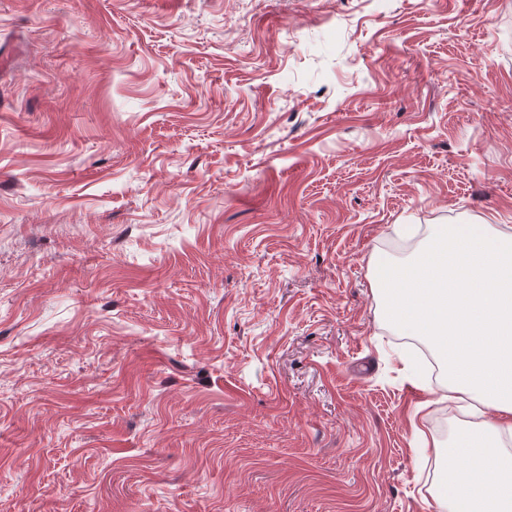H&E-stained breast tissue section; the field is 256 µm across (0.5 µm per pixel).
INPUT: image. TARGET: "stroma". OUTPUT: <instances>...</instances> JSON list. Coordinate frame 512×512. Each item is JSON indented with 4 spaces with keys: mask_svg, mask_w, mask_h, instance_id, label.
I'll use <instances>...</instances> for the list:
<instances>
[{
    "mask_svg": "<svg viewBox=\"0 0 512 512\" xmlns=\"http://www.w3.org/2000/svg\"><path fill=\"white\" fill-rule=\"evenodd\" d=\"M399 224L512 226V0H0V512H441Z\"/></svg>",
    "mask_w": 512,
    "mask_h": 512,
    "instance_id": "obj_1",
    "label": "stroma"
}]
</instances>
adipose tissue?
<instances>
[{
  "instance_id": "obj_1",
  "label": "adipose tissue",
  "mask_w": 512,
  "mask_h": 512,
  "mask_svg": "<svg viewBox=\"0 0 512 512\" xmlns=\"http://www.w3.org/2000/svg\"><path fill=\"white\" fill-rule=\"evenodd\" d=\"M374 283L388 319L447 363L441 401L463 393L487 413L448 453L451 512H512V231L434 225L408 263L376 259Z\"/></svg>"
}]
</instances>
